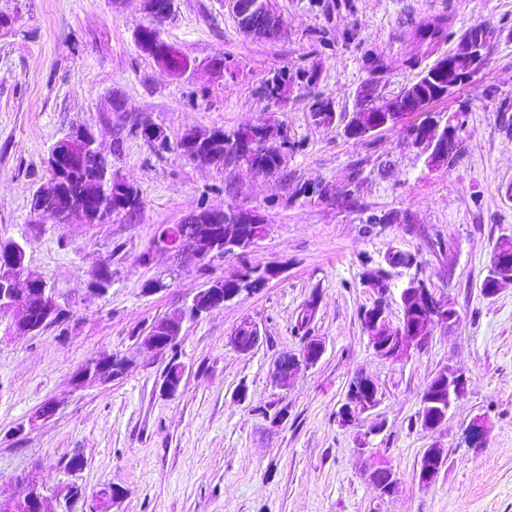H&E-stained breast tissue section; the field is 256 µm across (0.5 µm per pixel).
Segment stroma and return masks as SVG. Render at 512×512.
I'll return each instance as SVG.
<instances>
[{
  "instance_id": "1",
  "label": "stroma",
  "mask_w": 512,
  "mask_h": 512,
  "mask_svg": "<svg viewBox=\"0 0 512 512\" xmlns=\"http://www.w3.org/2000/svg\"><path fill=\"white\" fill-rule=\"evenodd\" d=\"M278 38L244 36L220 0H177L165 39L197 68L175 79L141 53L135 35L148 18L140 0L114 11L111 0H0V238L28 242V259L68 311L66 325L14 335L0 314V489L24 495L22 475L37 469L55 496L71 485L83 495L72 512H94L103 485L125 494L113 512H512V285L481 292L499 237L512 236V139L496 118L499 99H512V0H275ZM499 35L487 66L458 98L437 102L445 116L470 102L455 163L428 167L399 130L365 139L341 123L315 126L313 97L336 112L353 111L370 78L361 61L369 48L384 63L379 90L389 96L409 83L416 58L430 65L452 51L477 22ZM448 28L452 40L433 48L417 25ZM356 33L342 39L344 29ZM326 32L332 50L317 51ZM223 58L226 74L207 65ZM297 79L287 97L268 101L263 86L275 72ZM314 72L313 82L298 77ZM496 98H487L485 88ZM126 109H112L113 97ZM161 125L170 142L193 129L233 131L259 122L285 127L296 150L270 177L203 167L175 152L156 155L135 131ZM98 132L114 176L144 201L134 215L105 224L35 222L33 192L47 180L49 149L72 129ZM363 183L356 206H338L353 168ZM324 183L327 196L303 195ZM261 213L267 236L245 255L190 265L157 255L146 259L160 227L179 223L200 206ZM398 213L406 223L367 228L372 214ZM419 254L421 275L460 313L429 344L401 362L380 358L361 312L377 296L366 272L389 247ZM110 266L105 295L89 281ZM250 265L279 266L265 288L242 294L182 330L176 356L186 366L175 396L162 393L165 359L137 350L138 336L207 282ZM151 280L162 281L155 292ZM314 314L297 328L306 306ZM258 326L259 344L242 353L229 342L242 322ZM325 352L280 389L270 372L305 335ZM104 351L133 353V366L104 386L73 390L70 378ZM468 378L465 396L441 429L422 430V392L443 368ZM378 384V406L344 425L336 416L357 374ZM56 415L26 431L46 402ZM487 421L482 447H467L465 426ZM444 457L436 482L416 471L426 448ZM82 454L84 469L63 463ZM392 467L399 485L380 496L369 478Z\"/></svg>"
}]
</instances>
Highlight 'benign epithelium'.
I'll list each match as a JSON object with an SVG mask.
<instances>
[{"label":"benign epithelium","instance_id":"obj_1","mask_svg":"<svg viewBox=\"0 0 512 512\" xmlns=\"http://www.w3.org/2000/svg\"><path fill=\"white\" fill-rule=\"evenodd\" d=\"M143 10L149 17V22L164 29L175 15V8L169 7L161 12L148 6V0H141ZM231 8L239 29L246 35L259 37L279 36L281 27H276L271 32L263 24H253L245 19L243 4L240 0H225ZM486 28L472 31L458 44L455 51L451 52L444 70L448 75L459 65H465V74L470 79H475L488 63V44ZM143 51L149 55L158 67L166 71L171 77L179 78L194 69V63L181 64L177 60L179 51L173 47L158 48L154 41L138 37ZM378 111L386 113L384 124H377V119L366 118L362 112H348L340 116V122L344 131L351 138H367L387 128H398L402 131L404 139L413 147L427 155V162L432 165L445 164L448 161V152L438 144L441 136L448 137V142L456 144V149H461L460 130L466 122V113L454 112L448 116L442 133L433 132V127L419 121H409L406 111L413 110L427 112V100L419 101L409 94L403 99L396 100L392 97H382L377 103ZM286 134L274 133L265 127L260 135L253 139L245 137L231 141L236 153L247 157L253 155L262 146H284ZM99 148L97 134L89 128H77L57 141L49 150L45 164L48 169L46 184L40 188L38 196L40 203L49 202L58 191L60 178L64 175L63 165L69 164L82 157L88 149ZM229 219L238 224L264 223L263 217L255 211L234 209L224 211L222 207H215L209 213L199 210L193 211L182 219L184 224H195L197 228L192 232H183L177 226L170 227L172 235H161L157 245L160 254H176L182 258L193 261L207 257L229 255L234 248L251 250L259 243V238L249 237L238 243H224V237L219 231L212 229L214 224L224 223ZM9 259L0 263V310L8 313L11 319V327L19 336H27L38 330L32 316L41 315L42 323L53 321L60 317L63 308L56 304L47 303L44 292L34 288L28 280L27 273L23 271V264L19 259L26 258L25 246L15 242L13 247L7 250ZM489 265L497 266L499 273L494 279V287L485 291V296L497 294L500 289L512 284V269L509 264L497 256L489 259ZM249 281L250 270L243 267L233 275L212 280L206 288L198 292L192 299L190 308L196 317L213 309L224 306V303L236 298V295L226 296L221 289L226 281ZM401 320L400 324L391 327L385 311L374 314L366 324L365 330L375 352L382 358L399 362L407 359L414 351L422 349L431 339L437 326L452 325L458 318L457 308L448 299L437 295L433 289L424 287V280L411 276L406 285L400 291ZM425 309L427 317L419 322L407 320V315ZM182 325L174 322L153 323L149 329L138 337V347L146 349L156 355L163 354V346L158 334L166 332V339L175 343L178 341ZM261 339L259 328L251 323L244 322L238 326L230 337V343L240 352H248L258 345ZM325 343L320 338L313 339L311 348H302L300 352L284 359H279L272 370V380L276 386L285 388L292 378L303 367L314 365L323 355ZM132 359L128 356H115L103 354L76 370L71 376V386L75 390L88 387L106 385L113 380L122 377L129 368ZM447 376V404L442 407L440 418L431 421L430 428L435 431L440 428L447 418L452 405L461 399L466 391L467 377L463 373L448 369ZM368 389L365 396H357L346 401L341 409V421L351 422L361 414L374 408L379 401V388L374 379L367 382ZM486 435V422L478 416L473 418L464 429L463 439L472 446L484 441ZM444 458L442 452L436 446H431L424 452L422 460V472L418 478L427 482L436 480L440 466ZM27 492L21 497L5 498L0 495V512H59L57 498L41 491V486L35 474L24 477Z\"/></svg>","mask_w":512,"mask_h":512}]
</instances>
